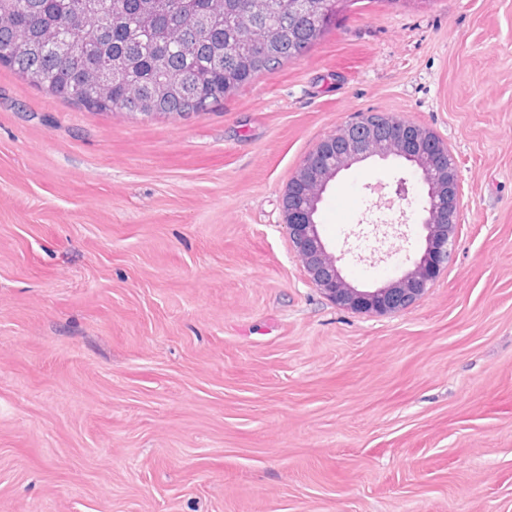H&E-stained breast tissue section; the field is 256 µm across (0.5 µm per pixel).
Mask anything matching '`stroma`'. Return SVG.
Returning <instances> with one entry per match:
<instances>
[{
	"instance_id": "1",
	"label": "stroma",
	"mask_w": 512,
	"mask_h": 512,
	"mask_svg": "<svg viewBox=\"0 0 512 512\" xmlns=\"http://www.w3.org/2000/svg\"><path fill=\"white\" fill-rule=\"evenodd\" d=\"M433 131L462 202L407 310L357 313L283 232L362 113ZM428 187L329 182L346 281L407 267ZM0 512H512V0H356L187 117L95 112L0 65Z\"/></svg>"
}]
</instances>
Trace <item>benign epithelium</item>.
Wrapping results in <instances>:
<instances>
[{
    "instance_id": "benign-epithelium-1",
    "label": "benign epithelium",
    "mask_w": 512,
    "mask_h": 512,
    "mask_svg": "<svg viewBox=\"0 0 512 512\" xmlns=\"http://www.w3.org/2000/svg\"><path fill=\"white\" fill-rule=\"evenodd\" d=\"M406 161L422 162L421 175L428 185L422 202L425 213V247L414 268L396 281L378 288L351 286L330 254L315 224L316 208L307 199L309 189L326 190L325 175L378 156L390 150ZM461 182L457 160L441 139L418 124L390 118L386 121L361 115L341 130L323 138L302 160L282 200L283 228L310 280L339 307L372 314L403 311L420 299L444 271L456 242L461 204Z\"/></svg>"
}]
</instances>
